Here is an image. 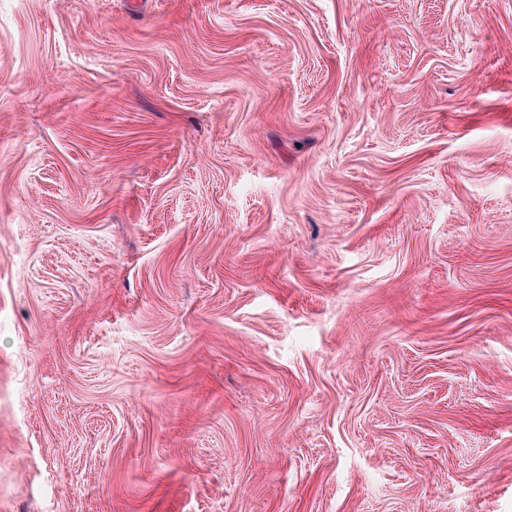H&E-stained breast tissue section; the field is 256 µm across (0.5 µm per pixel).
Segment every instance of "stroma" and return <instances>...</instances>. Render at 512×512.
I'll return each mask as SVG.
<instances>
[{
  "label": "stroma",
  "instance_id": "stroma-1",
  "mask_svg": "<svg viewBox=\"0 0 512 512\" xmlns=\"http://www.w3.org/2000/svg\"><path fill=\"white\" fill-rule=\"evenodd\" d=\"M0 512H512V0H0Z\"/></svg>",
  "mask_w": 512,
  "mask_h": 512
}]
</instances>
